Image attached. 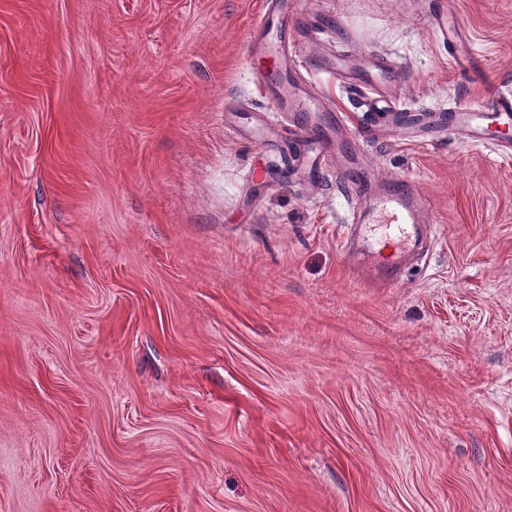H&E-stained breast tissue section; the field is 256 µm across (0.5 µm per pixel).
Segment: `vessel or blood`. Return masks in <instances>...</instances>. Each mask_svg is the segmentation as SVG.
Wrapping results in <instances>:
<instances>
[{
    "label": "vessel or blood",
    "instance_id": "obj_1",
    "mask_svg": "<svg viewBox=\"0 0 512 512\" xmlns=\"http://www.w3.org/2000/svg\"><path fill=\"white\" fill-rule=\"evenodd\" d=\"M433 20L449 56L458 58L457 32L449 24L447 13L435 14ZM324 29L322 20L314 16L299 25L290 21L288 0H266L252 33L266 44L267 70L287 73L288 80L275 86L262 76L256 87L290 126L295 138L293 155L308 158L316 171L333 155L344 158L345 168L336 177L337 185L346 191L360 190L364 196L363 204L353 207L347 219L348 227L365 244V264L377 266L380 285L390 287L401 279L405 258L414 251L421 233L427 229L429 200L406 183L376 181L360 166V153L351 147L345 135L351 115L337 107L321 110L309 81L302 74L298 46L312 47L313 69L326 75L337 88L357 93L358 105L365 112L384 115L391 124L408 130L423 142L433 141L441 132L454 128L465 130L467 137L478 143H486L490 125L512 124V94L497 91L489 104L469 112L404 108L388 91L394 72L383 58L323 47ZM387 241L392 242L394 255L389 263L381 266L375 253Z\"/></svg>",
    "mask_w": 512,
    "mask_h": 512
}]
</instances>
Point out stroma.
Returning a JSON list of instances; mask_svg holds the SVG:
<instances>
[{
    "instance_id": "35a3bbf8",
    "label": "stroma",
    "mask_w": 512,
    "mask_h": 512,
    "mask_svg": "<svg viewBox=\"0 0 512 512\" xmlns=\"http://www.w3.org/2000/svg\"><path fill=\"white\" fill-rule=\"evenodd\" d=\"M294 3L405 105L512 88V0ZM261 6L0 0V512H512V155L352 123L434 221L356 280L335 165L260 122ZM434 28L438 33L439 39L445 45H448V56L454 61L459 58L457 47V32L454 27L448 23V12H440L433 16Z\"/></svg>"
}]
</instances>
